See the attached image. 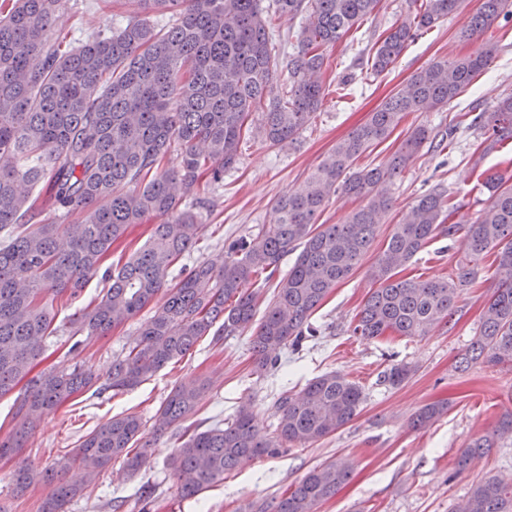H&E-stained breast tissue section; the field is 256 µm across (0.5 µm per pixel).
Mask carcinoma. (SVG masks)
I'll return each mask as SVG.
<instances>
[{
    "instance_id": "cac0c4a2",
    "label": "carcinoma",
    "mask_w": 512,
    "mask_h": 512,
    "mask_svg": "<svg viewBox=\"0 0 512 512\" xmlns=\"http://www.w3.org/2000/svg\"><path fill=\"white\" fill-rule=\"evenodd\" d=\"M63 0H0V397L31 371L46 338L57 327L55 302L75 298L94 276L108 288L72 316L71 335H104L147 307L128 352L112 361L105 381L75 363L30 380L13 403L14 427L0 439V458L27 446L41 418L90 389L120 393L139 386L184 357L203 336L218 344L251 331L255 373L277 367L279 352L299 348L316 335L315 311L339 283L361 265L392 208L390 186L425 144L424 126L410 132L382 166L355 170L354 162L386 139L409 112L439 109L489 67L495 43L475 57L437 60L412 76L405 89L387 98L367 121L336 143L306 177L299 193L275 201V220L257 233L240 236L216 262H200L170 276L190 252L200 231L198 215L182 200H196L202 179L220 185L238 161L249 116L261 113L258 133L271 146L297 138L314 119L324 98V50L373 14L380 0H125L126 25L67 50L51 40L54 15ZM462 0H422L375 42L372 70L381 74L397 61L417 32L460 10ZM307 14L297 50L282 59L269 33L267 13ZM173 13L163 31L149 15ZM512 18V0H482L461 36L482 33L498 19ZM288 70L286 99L267 93L279 68ZM488 148L512 142V96L472 119ZM179 167L164 168L171 149ZM484 185L490 204L471 222L453 221L443 194L421 195L392 225L368 270L374 284L356 315L353 334L374 339L387 332L424 336L452 318L461 287L476 279L477 261L495 254L497 281L485 304L478 335L462 361L512 365V184L490 175ZM40 188L35 194L33 190ZM338 193L366 203L342 224L318 218ZM79 215L59 224L51 215ZM157 219L149 240L121 267L102 268L112 245L132 224ZM439 236L458 239L466 252L448 278L421 280L400 273ZM299 250L281 277L260 319V291L253 280L274 274L288 253ZM414 368L394 364L381 375L392 387ZM208 385L181 384L161 402L155 432L175 431L180 440L170 466L192 498L224 475L290 446L314 444L349 424L360 412L362 389L336 371L306 383L300 394L283 392L273 404L277 425L263 434L253 424L252 404L206 429L192 421ZM447 410L422 407L412 426L424 427ZM146 422L137 413L114 416L83 436L72 455L40 473L27 465L14 474L25 492L40 476L51 486L42 512H67L81 488L66 480L73 467L87 482L112 461L123 459L138 472L151 455ZM139 451L130 454L133 445ZM493 447L486 435L458 457L459 469ZM351 465L331 459L311 469L274 504L250 512H315L348 480ZM456 512H512V483L495 476L476 482Z\"/></svg>"
}]
</instances>
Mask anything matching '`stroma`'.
Masks as SVG:
<instances>
[{
  "instance_id": "35a3bbf8",
  "label": "stroma",
  "mask_w": 512,
  "mask_h": 512,
  "mask_svg": "<svg viewBox=\"0 0 512 512\" xmlns=\"http://www.w3.org/2000/svg\"><path fill=\"white\" fill-rule=\"evenodd\" d=\"M482 0H463L460 13L448 16L407 47L389 72L376 75L367 66L374 43L403 15L419 10L418 0H381L375 13L325 52V96L315 119L293 143L270 146L246 136L239 147V163L224 174L219 186L200 188L202 227L184 264L214 260L224 252L225 240L257 233L273 223L276 199L300 190L308 171L370 112L401 90L413 74L444 57L475 56L487 43L498 46L488 69L448 106L429 112H411L385 140L355 163L356 168L384 164L418 126L444 136L447 148L420 151L410 167L391 186L392 208L380 225L364 266L338 284L311 321L318 336L298 351L283 350L278 368L253 374L248 334L229 336L221 343L199 339L188 355L167 365L134 390L99 396L82 394L45 416L26 448L0 458V512H40L50 491L34 482L22 495H13L15 470L29 464L42 470L73 452L82 436L112 416L135 412L152 421L160 403L181 383L208 380L209 391L196 414L197 421L228 418L240 402L250 401L256 425L271 432L276 419L272 405L286 389L300 391L318 375L335 371L358 384L365 402L358 416L331 436L308 447H291L274 457L256 459L226 474L223 482L198 497L181 498L179 482L167 466L177 445L172 433L157 438L149 464L129 475L122 461L112 462L94 485L86 487L67 512H115L112 499L122 502L117 512H244L252 502L273 504L294 488L314 466L333 458L353 464L350 480L336 495L320 503L316 512H455L471 486L496 475L512 480V433L497 431L499 419L512 412V368L482 362L463 364L462 358L480 328V316L496 281L492 256L478 262L474 282L463 289L456 312L420 337L364 339L351 327L372 286L365 268L382 248L392 224L421 195L440 191L458 207L457 220L472 221L489 204L490 193L478 181L486 169L511 176L512 157L506 152L483 153L479 128L468 117L472 107L492 111L512 96V22L496 21L471 39L460 38L467 18ZM122 0H64L51 31L79 46L93 35L126 24ZM464 255L461 244L447 238L432 240L404 271L405 276L445 278ZM142 323L134 318L108 335L74 341L68 331L50 337L32 373L83 363L107 378L112 361L132 345ZM404 362L414 368L399 387L380 380L390 365ZM444 401L448 411L433 424L412 428V416L424 405ZM493 435L490 453L475 458L466 470L456 461L472 439ZM153 486L152 502L141 495Z\"/></svg>"
}]
</instances>
